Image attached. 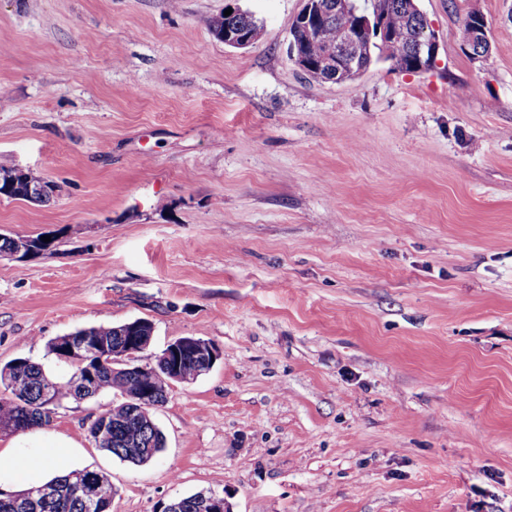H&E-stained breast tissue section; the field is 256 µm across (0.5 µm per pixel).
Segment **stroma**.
Wrapping results in <instances>:
<instances>
[{"instance_id":"35a3bbf8","label":"stroma","mask_w":512,"mask_h":512,"mask_svg":"<svg viewBox=\"0 0 512 512\" xmlns=\"http://www.w3.org/2000/svg\"><path fill=\"white\" fill-rule=\"evenodd\" d=\"M226 2L0 0V165L57 187L0 199V235L52 241L0 254V367L68 375L50 339L138 318L137 363L221 352L153 410L148 464L95 447L103 392L39 447L0 433V491L66 437L112 512H512V0H418L434 66L341 83L287 54L301 0H240L245 49L210 31ZM473 18L479 22H475L473 19H469L466 23H464V40L470 51V54L474 58H480L484 55L482 54V48L489 45V41L484 20L480 17L479 14L473 15ZM17 174H23V177L27 179L29 183L30 190L34 189L36 193L39 194H29L27 189V183L20 178L17 179V182L12 190L13 199L25 200L30 202L44 203L51 199L53 194H45L51 192L52 187L54 185L56 190V185L52 184L49 181L41 180L37 177H34L29 172H26L23 169H18ZM52 193V192H51ZM44 194V195H42ZM53 197V196H52ZM199 494H201V492L176 498L172 500L168 506H172L173 504H180L181 507L179 508V511L181 512H198L199 510L196 507L197 503L201 512H230L226 507L224 497L219 496L213 492L207 496L203 494L202 496L198 497ZM197 497L198 499L195 503L193 499Z\"/></svg>"}]
</instances>
